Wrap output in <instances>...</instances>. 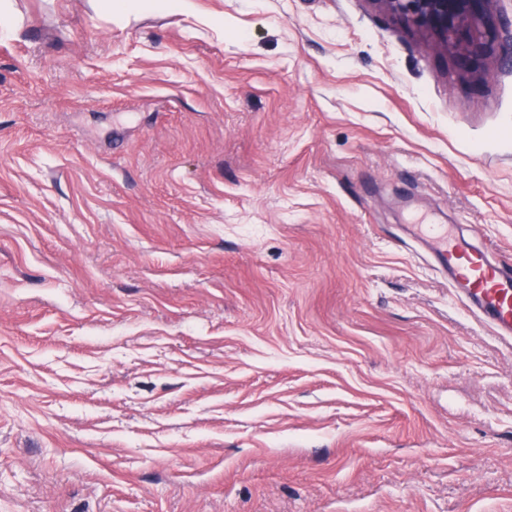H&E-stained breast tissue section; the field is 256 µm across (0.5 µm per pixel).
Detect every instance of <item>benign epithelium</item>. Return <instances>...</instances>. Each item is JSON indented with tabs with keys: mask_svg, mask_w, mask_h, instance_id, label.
I'll use <instances>...</instances> for the list:
<instances>
[{
	"mask_svg": "<svg viewBox=\"0 0 512 512\" xmlns=\"http://www.w3.org/2000/svg\"><path fill=\"white\" fill-rule=\"evenodd\" d=\"M376 10L407 27L432 35V46L455 55L473 70L477 63L503 56L499 0H366Z\"/></svg>",
	"mask_w": 512,
	"mask_h": 512,
	"instance_id": "7a95c632",
	"label": "benign epithelium"
}]
</instances>
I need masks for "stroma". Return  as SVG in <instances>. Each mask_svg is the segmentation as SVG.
Segmentation results:
<instances>
[{
  "label": "stroma",
  "instance_id": "obj_1",
  "mask_svg": "<svg viewBox=\"0 0 512 512\" xmlns=\"http://www.w3.org/2000/svg\"><path fill=\"white\" fill-rule=\"evenodd\" d=\"M0 512H508L512 65L365 0H10ZM140 1H150L151 6L158 11L192 13L194 8L192 0H106V4L116 14L128 15L130 11L139 6ZM467 306L498 336L512 337V270L495 265L484 247L448 232L445 224H411Z\"/></svg>",
  "mask_w": 512,
  "mask_h": 512
}]
</instances>
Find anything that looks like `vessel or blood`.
Here are the masks:
<instances>
[{"instance_id":"b4317fda","label":"vessel or blood","mask_w":512,"mask_h":512,"mask_svg":"<svg viewBox=\"0 0 512 512\" xmlns=\"http://www.w3.org/2000/svg\"><path fill=\"white\" fill-rule=\"evenodd\" d=\"M413 230L470 310L497 335L511 338L512 270L495 265L487 249L450 234L446 225L417 224Z\"/></svg>"}]
</instances>
